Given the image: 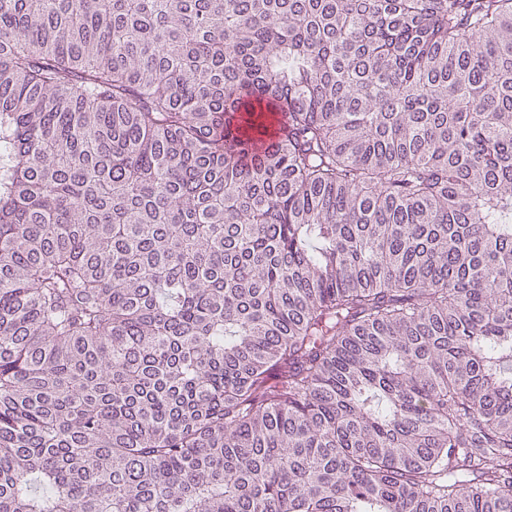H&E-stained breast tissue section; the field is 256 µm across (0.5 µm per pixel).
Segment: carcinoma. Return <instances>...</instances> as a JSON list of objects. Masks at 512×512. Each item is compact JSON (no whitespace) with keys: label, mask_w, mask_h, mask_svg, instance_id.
Here are the masks:
<instances>
[{"label":"carcinoma","mask_w":512,"mask_h":512,"mask_svg":"<svg viewBox=\"0 0 512 512\" xmlns=\"http://www.w3.org/2000/svg\"><path fill=\"white\" fill-rule=\"evenodd\" d=\"M0 512H512V0H0Z\"/></svg>","instance_id":"1"}]
</instances>
